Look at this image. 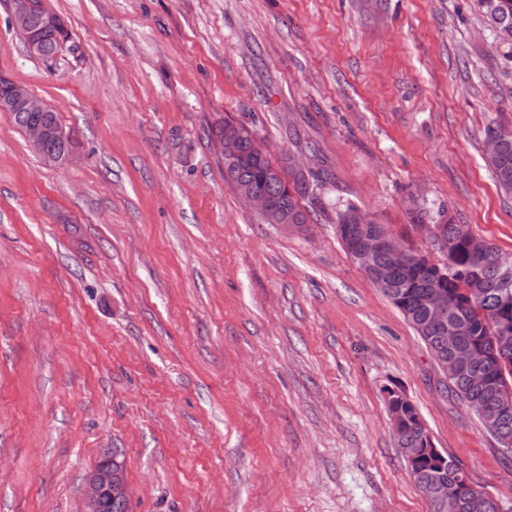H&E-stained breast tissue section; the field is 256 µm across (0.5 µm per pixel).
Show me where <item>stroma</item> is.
Instances as JSON below:
<instances>
[{
	"mask_svg": "<svg viewBox=\"0 0 512 512\" xmlns=\"http://www.w3.org/2000/svg\"><path fill=\"white\" fill-rule=\"evenodd\" d=\"M40 3L64 50L31 56L0 0V77L74 149L45 165L0 112V512H83L109 448L128 512H430L390 388L512 507V454L336 230L349 204L443 262L414 194L512 256L484 163L512 48L479 0ZM251 113L273 161L315 148L302 230L251 211L210 149Z\"/></svg>",
	"mask_w": 512,
	"mask_h": 512,
	"instance_id": "1",
	"label": "stroma"
}]
</instances>
